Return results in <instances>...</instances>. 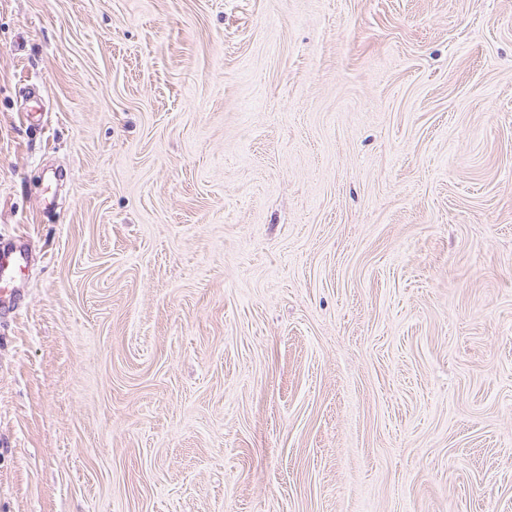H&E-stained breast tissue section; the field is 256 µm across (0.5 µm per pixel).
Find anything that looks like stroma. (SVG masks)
<instances>
[{
  "mask_svg": "<svg viewBox=\"0 0 512 512\" xmlns=\"http://www.w3.org/2000/svg\"><path fill=\"white\" fill-rule=\"evenodd\" d=\"M0 512H512V0H0ZM28 250L24 242L14 238H0V280L1 284L7 271L20 270L26 264ZM10 279L0 285V312L12 309L17 301L16 288L7 286Z\"/></svg>",
  "mask_w": 512,
  "mask_h": 512,
  "instance_id": "35a3bbf8",
  "label": "stroma"
}]
</instances>
